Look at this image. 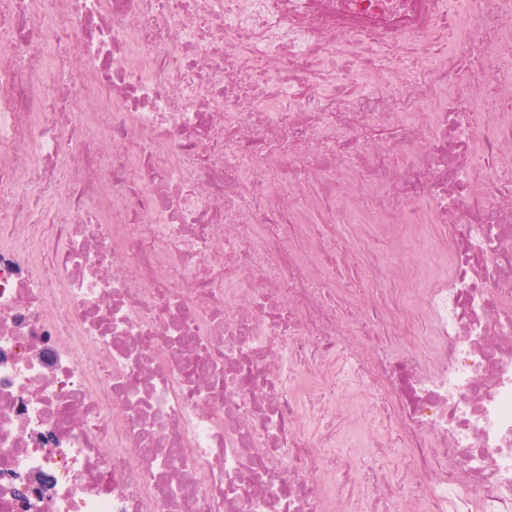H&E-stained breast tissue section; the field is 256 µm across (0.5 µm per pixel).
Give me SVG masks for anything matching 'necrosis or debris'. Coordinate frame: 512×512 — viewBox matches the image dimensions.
Instances as JSON below:
<instances>
[{"mask_svg": "<svg viewBox=\"0 0 512 512\" xmlns=\"http://www.w3.org/2000/svg\"><path fill=\"white\" fill-rule=\"evenodd\" d=\"M0 512H512V0H0ZM336 225V238L347 239L351 245V260L350 263L344 267L340 266L338 271L344 275H348L352 271H358L363 277L362 288H371L375 279L386 278L388 269L391 265L396 263H408V261L415 258L418 253L413 243L409 247L399 253L391 256L376 272H372L369 265V257L366 249L362 243L357 240L355 233V224H335Z\"/></svg>", "mask_w": 512, "mask_h": 512, "instance_id": "1", "label": "necrosis or debris"}]
</instances>
